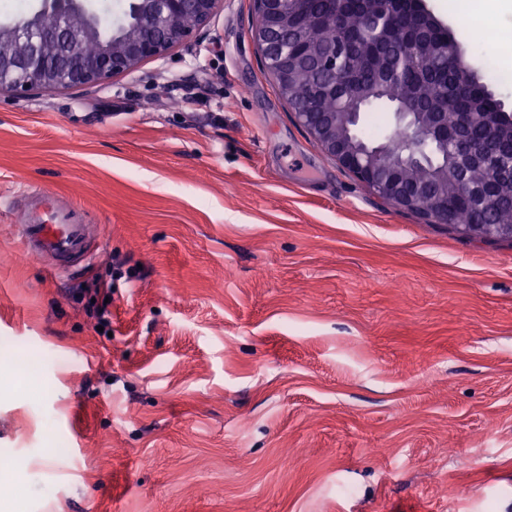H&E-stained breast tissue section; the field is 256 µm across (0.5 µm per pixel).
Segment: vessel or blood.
Instances as JSON below:
<instances>
[{
  "label": "vessel or blood",
  "instance_id": "vessel-or-blood-1",
  "mask_svg": "<svg viewBox=\"0 0 512 512\" xmlns=\"http://www.w3.org/2000/svg\"><path fill=\"white\" fill-rule=\"evenodd\" d=\"M22 198V207L10 200L5 206L18 210L17 237L29 255L63 260L88 256L90 235L82 208L46 191H26Z\"/></svg>",
  "mask_w": 512,
  "mask_h": 512
}]
</instances>
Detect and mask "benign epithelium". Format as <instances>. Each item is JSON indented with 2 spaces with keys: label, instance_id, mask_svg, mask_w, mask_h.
Segmentation results:
<instances>
[{
  "label": "benign epithelium",
  "instance_id": "7a95c632",
  "mask_svg": "<svg viewBox=\"0 0 512 512\" xmlns=\"http://www.w3.org/2000/svg\"><path fill=\"white\" fill-rule=\"evenodd\" d=\"M254 36L265 71L287 101H299L297 121L341 167L388 203L433 224H452L448 184H458L472 165L508 167L490 142L472 143L463 133L481 121L471 112H422L411 101H393L402 144L372 140L360 131L362 98L352 110L324 112L336 96V68L352 55V43L317 35L296 38L297 0H252ZM131 11L114 19L85 0H42L22 24L0 21V94L24 98L43 89L88 87L167 56L178 45L208 35L221 0H130ZM54 22L47 24L44 17ZM301 70H319L325 78L304 87L294 84ZM454 225V224H452ZM465 235L466 226L454 225Z\"/></svg>",
  "mask_w": 512,
  "mask_h": 512
}]
</instances>
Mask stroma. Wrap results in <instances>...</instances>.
<instances>
[{
	"instance_id": "1",
	"label": "stroma",
	"mask_w": 512,
	"mask_h": 512,
	"mask_svg": "<svg viewBox=\"0 0 512 512\" xmlns=\"http://www.w3.org/2000/svg\"><path fill=\"white\" fill-rule=\"evenodd\" d=\"M253 23L223 0L192 47L0 96V195L57 193L94 237L53 271L0 213V459L25 512H512V242L327 156ZM458 47L512 113L491 71L512 57ZM116 255L141 276L102 332L88 291Z\"/></svg>"
}]
</instances>
